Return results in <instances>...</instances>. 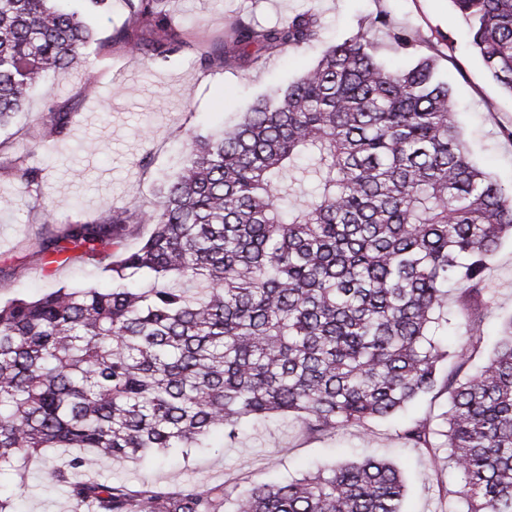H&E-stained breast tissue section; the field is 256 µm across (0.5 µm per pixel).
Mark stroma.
Segmentation results:
<instances>
[{"label": "stroma", "mask_w": 512, "mask_h": 512, "mask_svg": "<svg viewBox=\"0 0 512 512\" xmlns=\"http://www.w3.org/2000/svg\"><path fill=\"white\" fill-rule=\"evenodd\" d=\"M168 8L187 34L189 48L168 61L149 63L120 46L110 47L105 54L89 57L80 71L62 70L42 80L24 112L0 131V138L19 152L49 109L74 112L68 136L45 145L30 159L42 170L41 199L53 207L59 221L94 219L109 206L131 199L152 204L160 185L180 165L188 132L206 135L237 122L250 102L300 77L327 46L354 33L360 20L379 13L398 26L453 45L451 57L440 58L439 65L458 101L463 137L476 162L512 187V138L506 135L512 127V96L489 76L469 46L467 27L451 0H170ZM306 10L322 16L317 42L252 66L204 70L192 62L197 47L222 35L237 15L267 25ZM90 77L100 95L85 100L80 91ZM1 196L14 204L0 209V301L37 298L50 288H78L90 281L107 285L105 274L80 262L50 264L34 253L32 244L46 227L31 197L3 170ZM486 276L497 297L484 312L482 347L473 359L477 366L488 357L502 321L512 315L511 241H504ZM371 429L368 436L349 427L318 437L293 419H272L259 426L245 421L235 443L217 438L212 447L153 453L140 464L107 461L97 472L133 488L188 481L245 486L299 478L323 464L375 455L388 458L402 472L405 512H441V501L457 483L447 460L433 463L421 449L406 447L394 424L376 422ZM5 492L12 496L16 512H86L51 483L38 461L28 465L22 483L6 485Z\"/></svg>", "instance_id": "stroma-1"}]
</instances>
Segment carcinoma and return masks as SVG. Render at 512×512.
I'll list each match as a JSON object with an SVG mask.
<instances>
[{
  "label": "carcinoma",
  "mask_w": 512,
  "mask_h": 512,
  "mask_svg": "<svg viewBox=\"0 0 512 512\" xmlns=\"http://www.w3.org/2000/svg\"><path fill=\"white\" fill-rule=\"evenodd\" d=\"M0 0V129L37 82L119 45L165 61L186 45L167 0H122L105 40L85 13L111 0ZM486 70L512 95V0H451ZM380 25L412 57L385 68L363 24L298 79L255 101L219 135H187L153 205L128 201L61 224L40 255L78 251L102 288L0 304V480L38 456L90 512H404L391 463L326 464L246 487L131 489L80 478L103 459L206 448L244 420L295 416L312 435L400 419L398 437L460 474L448 512H512V317L476 370L486 270L512 238V188L470 157L441 75L439 42ZM313 12L261 25L239 15L198 51L203 69L253 65L319 40ZM74 113L50 111L41 139ZM25 192L41 169L12 159ZM150 233L128 249L131 229ZM459 344L448 349V288ZM445 392L441 422L403 418Z\"/></svg>",
  "instance_id": "obj_1"
}]
</instances>
